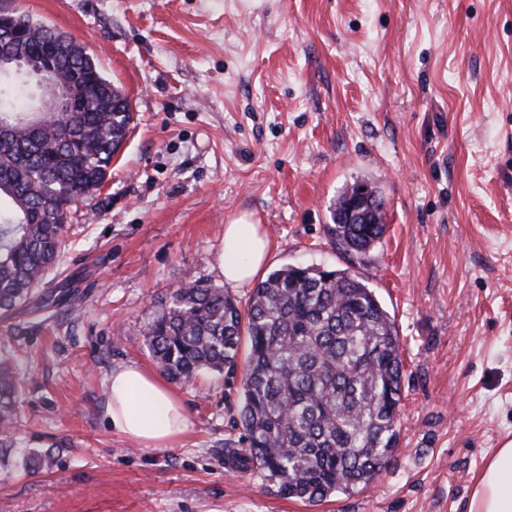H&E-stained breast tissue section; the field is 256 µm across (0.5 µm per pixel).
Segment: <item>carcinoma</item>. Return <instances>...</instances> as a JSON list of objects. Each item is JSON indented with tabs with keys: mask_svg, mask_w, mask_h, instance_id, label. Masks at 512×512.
<instances>
[{
	"mask_svg": "<svg viewBox=\"0 0 512 512\" xmlns=\"http://www.w3.org/2000/svg\"><path fill=\"white\" fill-rule=\"evenodd\" d=\"M21 43H0L45 63L83 88L70 107L32 111L34 89L0 75V314L32 299L57 264L70 207L99 189L130 129L125 90L108 80L72 38L53 41L24 16ZM356 181L337 197L328 233L336 248L364 260L386 231L385 212L356 202ZM143 343L174 380L235 372L242 346V459L278 492L308 503L373 483L398 447L404 362L394 319L356 271L284 265L259 281L243 307L206 281L169 290L142 330ZM25 382L0 358V459L16 448L17 399Z\"/></svg>",
	"mask_w": 512,
	"mask_h": 512,
	"instance_id": "cac0c4a2",
	"label": "carcinoma"
}]
</instances>
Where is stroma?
Wrapping results in <instances>:
<instances>
[{
    "instance_id": "35a3bbf8",
    "label": "stroma",
    "mask_w": 512,
    "mask_h": 512,
    "mask_svg": "<svg viewBox=\"0 0 512 512\" xmlns=\"http://www.w3.org/2000/svg\"><path fill=\"white\" fill-rule=\"evenodd\" d=\"M84 43L132 130L81 199L60 305L0 317L28 374L0 512H468L512 441V0H0ZM379 187L365 263L326 226L343 189ZM252 214L271 268L358 266L405 363L399 444L351 495L281 497L228 468L241 375L174 384L190 429L142 448L113 430V368L157 365L140 330L165 293L223 286L224 226Z\"/></svg>"
}]
</instances>
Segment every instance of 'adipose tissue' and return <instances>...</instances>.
<instances>
[{
	"mask_svg": "<svg viewBox=\"0 0 512 512\" xmlns=\"http://www.w3.org/2000/svg\"><path fill=\"white\" fill-rule=\"evenodd\" d=\"M271 254L272 243L262 225L245 215L226 224L220 263L225 284L247 287ZM108 397L113 429L143 447H171L190 427L185 407L168 384L140 366L113 369ZM468 512H512V441L486 462L473 486Z\"/></svg>",
	"mask_w": 512,
	"mask_h": 512,
	"instance_id": "1",
	"label": "adipose tissue"
}]
</instances>
